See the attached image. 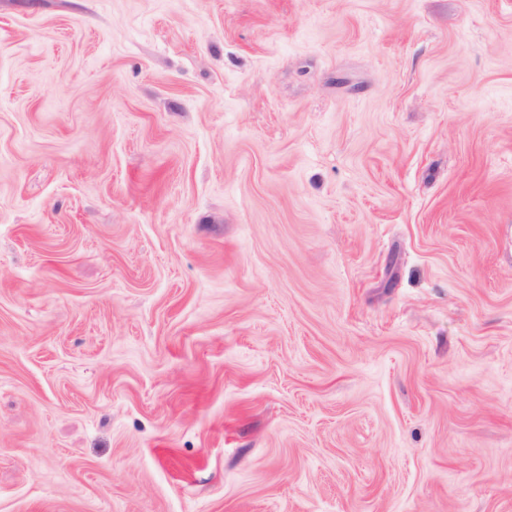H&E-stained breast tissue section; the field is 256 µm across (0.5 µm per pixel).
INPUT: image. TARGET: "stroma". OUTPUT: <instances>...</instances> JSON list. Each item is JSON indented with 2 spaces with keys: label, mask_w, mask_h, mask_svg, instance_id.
Wrapping results in <instances>:
<instances>
[{
  "label": "stroma",
  "mask_w": 512,
  "mask_h": 512,
  "mask_svg": "<svg viewBox=\"0 0 512 512\" xmlns=\"http://www.w3.org/2000/svg\"><path fill=\"white\" fill-rule=\"evenodd\" d=\"M0 512H512V0H0Z\"/></svg>",
  "instance_id": "35a3bbf8"
}]
</instances>
